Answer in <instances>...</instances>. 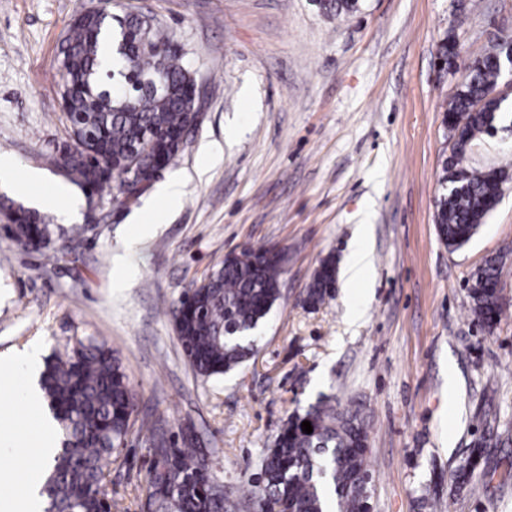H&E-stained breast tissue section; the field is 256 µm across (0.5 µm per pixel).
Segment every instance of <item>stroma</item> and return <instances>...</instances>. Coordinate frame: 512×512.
<instances>
[{"instance_id":"stroma-1","label":"stroma","mask_w":512,"mask_h":512,"mask_svg":"<svg viewBox=\"0 0 512 512\" xmlns=\"http://www.w3.org/2000/svg\"><path fill=\"white\" fill-rule=\"evenodd\" d=\"M99 5L160 21L206 106L153 186L89 225L86 193L48 157L70 142L56 66L67 26ZM449 32L458 57L443 71ZM497 37L512 38V0H362L340 19L312 0H0V156L44 177L27 189L1 184L0 197L28 209L61 186L81 213L37 208L78 240L70 260L23 249L0 229V354L35 346L45 358L76 336L106 343L140 417L172 435L192 427L211 448L237 512H252L256 463L282 422L322 396L368 429L374 512H512V183L461 249L444 245L434 221L451 153L444 110L464 63ZM173 180L183 191L174 209L161 196ZM139 218L158 229L127 253L122 277L115 256ZM362 224L363 281L337 275L330 299L302 305L324 258L345 267ZM260 245L288 253L282 296L257 355L203 381L168 311L225 255ZM501 252L507 306L488 332L470 315L468 280ZM22 386L0 387V410L19 417L0 500L20 497L45 465L42 416L29 413ZM482 437L473 488L456 493L450 475ZM122 455L110 466L116 512H140L149 445L130 435Z\"/></svg>"}]
</instances>
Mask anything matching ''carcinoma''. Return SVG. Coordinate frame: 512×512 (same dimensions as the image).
I'll return each mask as SVG.
<instances>
[{
  "label": "carcinoma",
  "mask_w": 512,
  "mask_h": 512,
  "mask_svg": "<svg viewBox=\"0 0 512 512\" xmlns=\"http://www.w3.org/2000/svg\"><path fill=\"white\" fill-rule=\"evenodd\" d=\"M338 18L356 13L360 0H313ZM508 46L492 44L466 66L463 81L448 101L443 122L453 140L442 183L449 186L436 205L435 224L450 250L467 245L503 195L512 173L480 166L475 146L485 137L509 131L512 104L493 96L503 80L499 60ZM453 33L441 41L438 59L456 64ZM57 66L62 76L64 111L76 126H90L92 143L66 146L64 175L95 193L114 190L120 203L125 184L120 173L137 156L141 180L156 179L161 158L170 165L182 151L173 140L192 121L195 79L183 63L180 47L168 31L142 16L128 14L112 27L106 15L72 20ZM164 83L155 91L143 85ZM9 214L14 241L32 250L54 244V225L39 214L0 202ZM505 262L495 256L471 276L468 294L473 321L491 331L502 314L500 279ZM282 265L268 250L246 248L224 260L214 278L178 300L169 310L184 354L196 375L207 381L222 376L256 352L254 331L281 298ZM336 262H322L304 303L316 306L331 297ZM45 403L61 430L60 447L44 474V512H102L106 475L102 462L121 452L137 411L120 359L111 348L88 336L75 339L63 355L52 354L39 377ZM304 421L313 432L302 431ZM369 435L358 413L322 396L302 413L283 421L273 446L257 467L255 512H366L372 472L367 461ZM157 465L145 478L148 507L155 512H228L224 481L213 470L211 451L196 446L188 431L181 441L157 449Z\"/></svg>",
  "instance_id": "cac0c4a2"
}]
</instances>
